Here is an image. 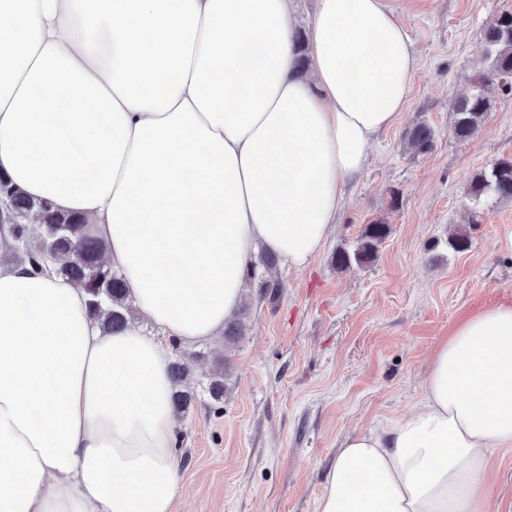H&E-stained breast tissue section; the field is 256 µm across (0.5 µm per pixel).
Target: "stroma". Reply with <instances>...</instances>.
I'll return each mask as SVG.
<instances>
[{
    "label": "stroma",
    "instance_id": "stroma-1",
    "mask_svg": "<svg viewBox=\"0 0 512 512\" xmlns=\"http://www.w3.org/2000/svg\"><path fill=\"white\" fill-rule=\"evenodd\" d=\"M419 68L396 123L372 144L346 188L339 224L302 268L278 266L275 298L247 284L235 341L195 346L188 390L224 373V405L178 417L175 512H316L329 467L350 433L407 416L431 353L465 313L512 304V203L471 210L470 175L512 156V93L473 137L457 139L451 103L487 69L483 30L512 0H392ZM434 132L424 155L408 131ZM391 232L369 264L338 269L364 224ZM468 233V250L448 245ZM488 512H512V447L492 451Z\"/></svg>",
    "mask_w": 512,
    "mask_h": 512
}]
</instances>
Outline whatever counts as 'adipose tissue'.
Returning <instances> with one entry per match:
<instances>
[{
    "instance_id": "ef3b65f1",
    "label": "adipose tissue",
    "mask_w": 512,
    "mask_h": 512,
    "mask_svg": "<svg viewBox=\"0 0 512 512\" xmlns=\"http://www.w3.org/2000/svg\"><path fill=\"white\" fill-rule=\"evenodd\" d=\"M389 0H0V172L88 218L139 313L103 330L54 273L0 261V512H174L170 344L221 336L256 248L307 265L403 112ZM512 447V305L435 347L394 425L347 436L317 512H484Z\"/></svg>"
}]
</instances>
